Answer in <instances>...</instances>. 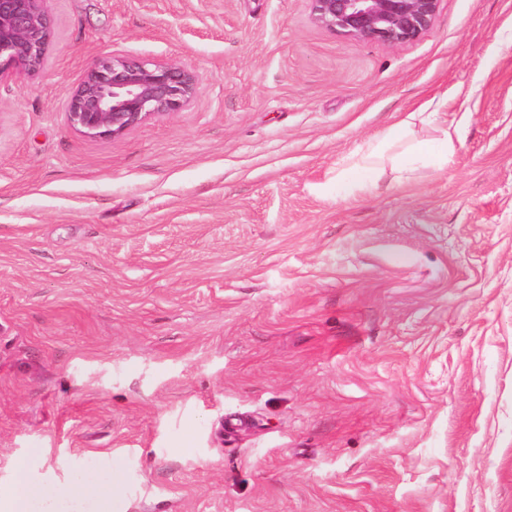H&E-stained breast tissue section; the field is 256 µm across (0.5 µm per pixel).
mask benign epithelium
<instances>
[{
    "mask_svg": "<svg viewBox=\"0 0 512 512\" xmlns=\"http://www.w3.org/2000/svg\"><path fill=\"white\" fill-rule=\"evenodd\" d=\"M321 27L388 45L427 31L441 0H310ZM54 22L45 0H0V79L37 74ZM196 73L183 65L106 54L96 58L67 100V125L94 140L115 139L146 120L179 112L195 98Z\"/></svg>",
    "mask_w": 512,
    "mask_h": 512,
    "instance_id": "7a95c632",
    "label": "benign epithelium"
}]
</instances>
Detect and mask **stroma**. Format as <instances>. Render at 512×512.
I'll use <instances>...</instances> for the list:
<instances>
[{
	"label": "stroma",
	"mask_w": 512,
	"mask_h": 512,
	"mask_svg": "<svg viewBox=\"0 0 512 512\" xmlns=\"http://www.w3.org/2000/svg\"><path fill=\"white\" fill-rule=\"evenodd\" d=\"M0 82V490L57 512H512V0L389 46L309 0H47ZM192 104L65 121L97 56ZM442 103L448 165L352 199L344 160ZM58 494L32 480L28 467L21 464L14 473V481L7 491H1L0 509L3 512H33L36 501H51Z\"/></svg>",
	"instance_id": "stroma-1"
}]
</instances>
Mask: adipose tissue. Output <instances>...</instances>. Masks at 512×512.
I'll return each mask as SVG.
<instances>
[{"instance_id":"obj_1","label":"adipose tissue","mask_w":512,"mask_h":512,"mask_svg":"<svg viewBox=\"0 0 512 512\" xmlns=\"http://www.w3.org/2000/svg\"><path fill=\"white\" fill-rule=\"evenodd\" d=\"M455 151L448 122L439 118L437 111H414L401 117L393 125L370 140L359 153L352 155L350 165L342 172L353 191L360 194L375 193L385 172H392L393 181H409L416 163L426 162L441 166L451 159ZM391 153V168L378 165L376 158ZM56 494L46 486L32 480L26 465H19L14 481L7 491L0 493V512H33L37 501L54 500Z\"/></svg>"}]
</instances>
